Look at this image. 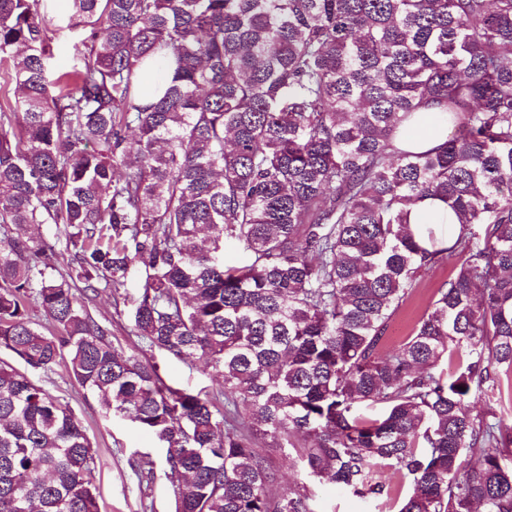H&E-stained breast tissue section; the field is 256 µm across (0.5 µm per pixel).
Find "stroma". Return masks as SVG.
<instances>
[{
	"mask_svg": "<svg viewBox=\"0 0 512 512\" xmlns=\"http://www.w3.org/2000/svg\"><path fill=\"white\" fill-rule=\"evenodd\" d=\"M460 261L452 255L420 271L417 288L392 315L382 343L384 352H392L404 342L415 323L430 308L434 292L453 273ZM93 317L107 326L112 339L129 353H140L141 344L130 333L129 312L120 294L100 289L90 305ZM164 379L175 386L219 390L221 384L210 369L199 362L176 359L160 363ZM45 389L68 405L85 427L96 456L94 485L100 512H173L168 481L162 462H155L154 477L144 480L135 463L139 454L154 452L156 442L148 434L126 423L106 418L99 402L89 392L70 380L61 367L35 376ZM320 512H386L383 499L359 498L333 486H315Z\"/></svg>",
	"mask_w": 512,
	"mask_h": 512,
	"instance_id": "1",
	"label": "stroma"
}]
</instances>
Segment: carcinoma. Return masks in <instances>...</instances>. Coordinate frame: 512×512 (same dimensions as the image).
I'll return each instance as SVG.
<instances>
[{"mask_svg":"<svg viewBox=\"0 0 512 512\" xmlns=\"http://www.w3.org/2000/svg\"><path fill=\"white\" fill-rule=\"evenodd\" d=\"M49 2L0 0V349L24 364H0V512H98L86 431L31 378L61 364L154 436L175 512H315L312 483L512 512V425L471 412L512 370V0H69L62 73ZM429 105L445 142L396 149ZM427 198L455 215L448 247L410 229ZM29 224L62 226L64 249ZM453 253L382 353L418 272ZM141 269L131 332L219 391L166 384L91 315ZM263 447L310 483L280 487ZM49 35L50 49L53 52L50 64L53 70L56 72L70 70L73 65L72 44L76 41L73 34L64 28ZM459 261L458 255H450L429 269L419 272L416 290L391 317L382 343L384 352H392L404 342L418 319L430 308L436 288L448 280ZM400 326V334L395 335L394 332Z\"/></svg>","mask_w":512,"mask_h":512,"instance_id":"obj_1","label":"carcinoma"}]
</instances>
